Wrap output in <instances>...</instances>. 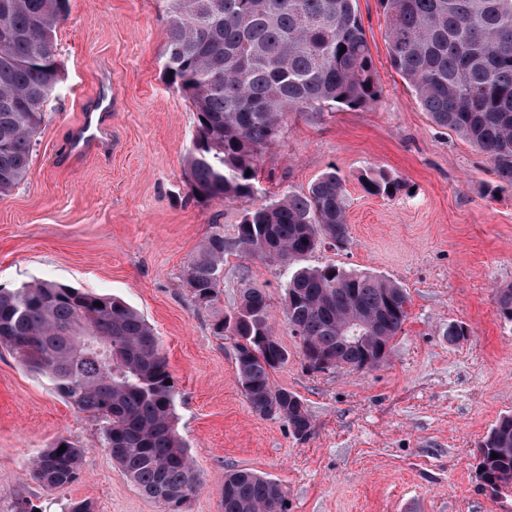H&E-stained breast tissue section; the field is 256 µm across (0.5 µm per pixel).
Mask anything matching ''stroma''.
Returning <instances> with one entry per match:
<instances>
[{
  "label": "stroma",
  "mask_w": 512,
  "mask_h": 512,
  "mask_svg": "<svg viewBox=\"0 0 512 512\" xmlns=\"http://www.w3.org/2000/svg\"><path fill=\"white\" fill-rule=\"evenodd\" d=\"M382 89L361 109L289 113L259 162L254 197L195 198L185 164L195 126L166 76L162 0H69L55 33L58 88L36 135L29 174L0 198V288L42 280L123 298L153 327L176 393L178 429L199 483L186 512H223L226 472L279 483L288 512H512L476 476L477 446L512 415V323L496 288L512 284V189L496 198L491 162L439 127L392 68L379 0H357ZM112 95V147L60 164L72 129ZM336 170L348 197L350 243L305 263L392 280L409 317L386 360L369 370L310 371L284 313L287 268L231 248L215 304L195 306L187 264L209 235L234 241L243 215L285 192L304 193ZM403 179L395 197L367 194L366 172ZM262 289L271 333L288 360L274 387L296 393L313 423L296 440L284 421L252 412L238 382L234 340L215 320ZM459 323L464 340L445 331ZM103 424L59 396L0 347V512L24 498L43 512L86 501L92 512H162L101 445ZM66 439L84 448L76 481L45 488L31 464Z\"/></svg>",
  "instance_id": "obj_1"
}]
</instances>
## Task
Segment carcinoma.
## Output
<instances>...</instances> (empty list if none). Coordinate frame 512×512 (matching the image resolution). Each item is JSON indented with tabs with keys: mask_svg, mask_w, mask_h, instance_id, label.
<instances>
[{
	"mask_svg": "<svg viewBox=\"0 0 512 512\" xmlns=\"http://www.w3.org/2000/svg\"><path fill=\"white\" fill-rule=\"evenodd\" d=\"M68 0H0V197L28 176L44 106L60 81L54 34ZM167 78L191 103L195 131L186 164L195 195L252 197L257 161L278 141L290 112L360 109L380 86L356 0H163ZM390 63L438 126L457 132L512 187V0H379ZM391 198L405 183L384 170L363 183ZM342 179L324 173L304 194L249 211L234 244L292 266L320 245L350 243ZM229 242L215 230L187 265L185 282L203 308L217 300ZM100 306H95V303ZM498 314L512 322V285L496 289ZM291 332L310 369L327 359L354 368L387 348L409 317L398 284L334 264L298 267L285 284ZM270 303L244 288L233 318L214 324L235 337L247 403L285 421L305 441L312 419L271 372L288 359L270 333ZM360 327L363 343L345 339ZM0 346L79 410L103 424L112 460L162 512H183L198 476L175 414L176 394L158 339L118 297L40 282L0 289ZM66 450L59 451L60 446ZM84 449L62 440L32 462L47 488L74 482ZM498 458H492V454ZM485 491L512 488V415L483 438L476 464ZM224 512H288L280 485L248 469L224 475Z\"/></svg>",
	"mask_w": 512,
	"mask_h": 512,
	"instance_id": "carcinoma-1",
	"label": "carcinoma"
}]
</instances>
